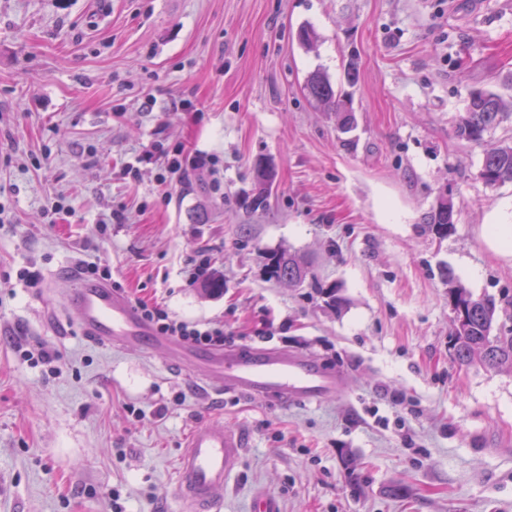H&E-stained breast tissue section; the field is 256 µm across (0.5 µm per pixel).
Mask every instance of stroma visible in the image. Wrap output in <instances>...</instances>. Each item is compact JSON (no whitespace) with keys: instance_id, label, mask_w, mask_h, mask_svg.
Segmentation results:
<instances>
[{"instance_id":"stroma-1","label":"stroma","mask_w":512,"mask_h":512,"mask_svg":"<svg viewBox=\"0 0 512 512\" xmlns=\"http://www.w3.org/2000/svg\"><path fill=\"white\" fill-rule=\"evenodd\" d=\"M317 70L351 95V131L307 96ZM476 88L512 100V0H0V512H112L115 496L176 512L201 419L244 440L224 512H248L257 489L283 512H512V369L456 363L442 282L450 269L512 328V257L483 230L512 225V183L480 177L512 113L483 143L459 139ZM179 150L214 166L165 179ZM261 159L275 179L254 210ZM445 192L457 215L441 238L423 218ZM54 197L73 216L46 213ZM283 249L304 283L270 277ZM198 256L223 292L192 282ZM79 263L223 325L225 347L308 356L348 385L264 402L88 341L66 305ZM32 265L34 286L18 278ZM21 346L58 351L56 370Z\"/></svg>"}]
</instances>
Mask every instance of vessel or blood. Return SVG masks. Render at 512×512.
I'll list each match as a JSON object with an SVG mask.
<instances>
[{
  "mask_svg": "<svg viewBox=\"0 0 512 512\" xmlns=\"http://www.w3.org/2000/svg\"><path fill=\"white\" fill-rule=\"evenodd\" d=\"M73 283L69 305L83 335L97 344L125 351L167 352L172 362L201 365L207 385L254 399L318 403L339 394L344 376L317 361L276 348L203 351L177 338L158 335L128 296L108 284L67 272ZM243 453L238 431L201 422L191 427L179 457L175 481L182 512H223L224 487Z\"/></svg>",
  "mask_w": 512,
  "mask_h": 512,
  "instance_id": "vessel-or-blood-1",
  "label": "vessel or blood"
}]
</instances>
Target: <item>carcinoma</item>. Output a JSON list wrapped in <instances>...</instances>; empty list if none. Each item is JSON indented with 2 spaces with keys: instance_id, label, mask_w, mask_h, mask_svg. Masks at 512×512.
<instances>
[{
  "instance_id": "obj_1",
  "label": "carcinoma",
  "mask_w": 512,
  "mask_h": 512,
  "mask_svg": "<svg viewBox=\"0 0 512 512\" xmlns=\"http://www.w3.org/2000/svg\"><path fill=\"white\" fill-rule=\"evenodd\" d=\"M305 88L312 100L333 105L338 112H345L351 106V99L343 98L329 79L319 72L307 78ZM507 108L506 101L495 92L484 89L472 91L465 115L456 127L457 136L469 142H482L485 134L500 123ZM481 177L490 187L512 182V145H500L485 153ZM254 179L258 190L249 206L255 209L265 205L268 199L271 176L256 168ZM455 216L454 202L448 197L437 201L425 216V221L437 234L447 236L455 229ZM270 273L272 277L290 283H300L307 276L302 260L286 253L272 256ZM444 279L448 285V303L457 311L450 339L455 359L461 365L479 362L489 368H512V330L493 333L495 300L474 296L450 272L444 274Z\"/></svg>"
}]
</instances>
